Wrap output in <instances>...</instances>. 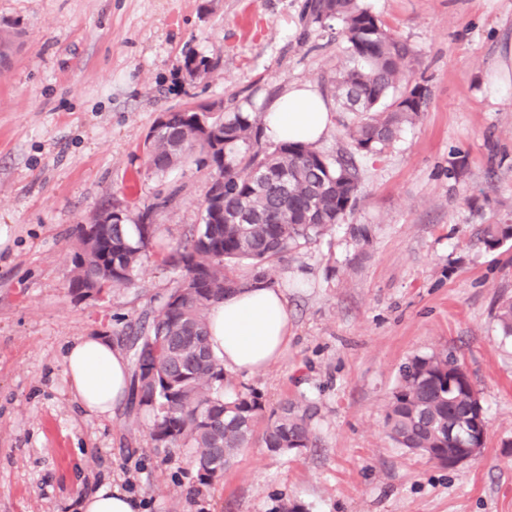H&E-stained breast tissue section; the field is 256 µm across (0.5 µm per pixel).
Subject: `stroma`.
<instances>
[{
    "label": "stroma",
    "instance_id": "35a3bbf8",
    "mask_svg": "<svg viewBox=\"0 0 512 512\" xmlns=\"http://www.w3.org/2000/svg\"><path fill=\"white\" fill-rule=\"evenodd\" d=\"M306 0H0V512H77L105 484L145 512H512V89H486L512 44V0H365L416 54L431 102L379 155L357 156L345 223L277 261L291 334L265 370L230 374L266 411L310 407L315 444L270 452L254 435L221 479L200 484L188 448H164L123 406L86 415L68 393L75 337L116 336L151 316L178 272L161 259L201 222L207 169L156 173L145 139L198 102L267 113L310 84L332 112L315 148L350 149L332 82L343 40L309 23ZM207 73L189 77L190 58ZM462 159L460 177L449 176ZM157 235L133 286L79 300L68 284L75 228L119 205L137 220L156 196ZM370 230L369 244L352 225ZM446 352L465 367L487 422L482 452L455 469L397 447L385 415L400 368ZM480 240L489 250L497 249L504 242L512 241V224H486Z\"/></svg>",
    "mask_w": 512,
    "mask_h": 512
}]
</instances>
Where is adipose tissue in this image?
<instances>
[{"mask_svg":"<svg viewBox=\"0 0 512 512\" xmlns=\"http://www.w3.org/2000/svg\"><path fill=\"white\" fill-rule=\"evenodd\" d=\"M332 114L311 85L288 89L267 112L264 133L272 141L318 142ZM285 292L257 277L225 294L211 308L210 346L225 371L253 374L275 362L288 344ZM69 393L87 415L109 418L125 400L130 365L102 333L76 337L65 357ZM79 512H140V502L116 486L80 498Z\"/></svg>","mask_w":512,"mask_h":512,"instance_id":"obj_1","label":"adipose tissue"}]
</instances>
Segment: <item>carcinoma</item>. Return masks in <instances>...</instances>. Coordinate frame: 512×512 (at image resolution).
I'll return each instance as SVG.
<instances>
[{"label":"carcinoma","instance_id":"cac0c4a2","mask_svg":"<svg viewBox=\"0 0 512 512\" xmlns=\"http://www.w3.org/2000/svg\"><path fill=\"white\" fill-rule=\"evenodd\" d=\"M306 14L324 29L341 28L352 65L336 75L333 95L355 115L344 124L351 146L383 153L430 105L429 87L407 75L411 47L361 0H307ZM200 115L211 128L206 138L199 136ZM165 116L145 143L150 167L164 173L193 156L208 169L210 186L203 223L162 258L179 271L168 294L177 303L163 301L149 325L129 327L123 342L132 351V390L140 392V409L151 418V439L164 448L193 449L200 481L209 484L249 445L264 409L250 388L224 392V365L209 342L211 307L240 285L233 264L249 261L266 279L300 241L342 223L357 203L360 179L352 160L332 159L309 144L262 146L263 123L255 112L224 115L201 104ZM153 209L146 206L132 224L101 225L94 243L78 225L71 292L133 284L155 235V225L146 223ZM510 240L512 224H486L481 231L490 250ZM498 321L503 335L512 337V299L501 305ZM477 398L457 359L416 356L400 369L385 415L388 436L400 448H431L444 458L454 451L448 422L471 423ZM310 420L308 410L284 403L265 427L266 448L285 454L313 446Z\"/></svg>","mask_w":512,"mask_h":512}]
</instances>
